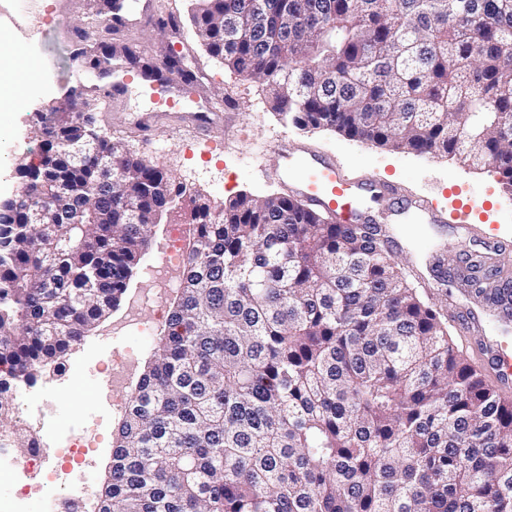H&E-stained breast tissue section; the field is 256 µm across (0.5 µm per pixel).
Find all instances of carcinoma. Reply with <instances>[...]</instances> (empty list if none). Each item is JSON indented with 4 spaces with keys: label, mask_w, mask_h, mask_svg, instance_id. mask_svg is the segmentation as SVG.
Returning <instances> with one entry per match:
<instances>
[{
    "label": "carcinoma",
    "mask_w": 512,
    "mask_h": 512,
    "mask_svg": "<svg viewBox=\"0 0 512 512\" xmlns=\"http://www.w3.org/2000/svg\"><path fill=\"white\" fill-rule=\"evenodd\" d=\"M192 2L207 54L283 118L492 167L512 192V0ZM37 137L0 221L1 422L12 383L116 306L159 215L193 226L97 512H512V397L383 225L285 194L217 212L92 117L50 112ZM460 276L496 311L512 298L499 264Z\"/></svg>",
    "instance_id": "1"
}]
</instances>
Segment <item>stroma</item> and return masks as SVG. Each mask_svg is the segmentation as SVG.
Segmentation results:
<instances>
[{"label":"stroma","instance_id":"1","mask_svg":"<svg viewBox=\"0 0 512 512\" xmlns=\"http://www.w3.org/2000/svg\"><path fill=\"white\" fill-rule=\"evenodd\" d=\"M156 4L157 12L147 15L140 0H133L132 10L141 15L139 25L115 32L108 28L111 18L102 13L100 0H37L43 36L39 43L20 50L19 62L30 71L46 67L51 76L32 83L29 93L0 119V200L11 198L20 186L15 159L37 148L41 115L64 105L70 89L76 88L99 127L123 139L131 151L157 163L216 209L242 192H285L273 158V149L284 136L332 158L350 177L390 183L392 195L366 205L374 223H385L401 200L436 204L442 223L395 225L396 256L411 280L424 287L426 300L442 306L449 320H457L478 300L461 280L442 278L441 265L461 253L512 263V249L497 246L499 240L512 237V193L504 190L493 169L370 146L330 130L298 129L271 109L265 85L232 73L204 51L190 25L188 0H156ZM171 13L178 16V25L160 26V19ZM104 42L114 49L116 62H124L122 49L129 46L139 51L142 61L156 66L166 62L172 44H179L184 69L197 76L194 98L179 109L168 108L152 95L148 84L127 82L123 71L97 62ZM104 85L112 88L108 105L97 94ZM466 198L476 203L472 229L459 234L452 230L454 204ZM100 387V379L86 375L56 396L38 378L18 385L28 406L52 399L55 412L48 431L52 438L84 435L85 421L98 406Z\"/></svg>","mask_w":512,"mask_h":512}]
</instances>
